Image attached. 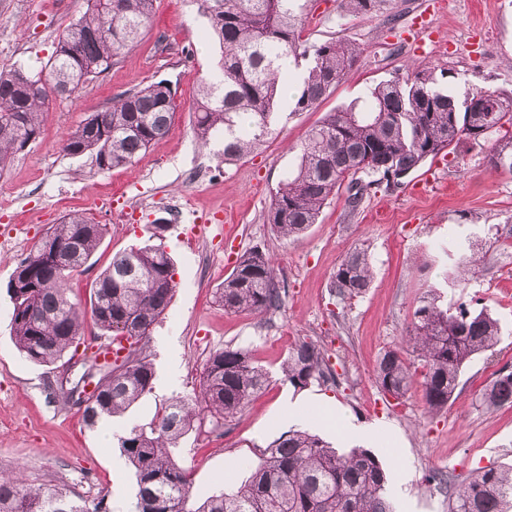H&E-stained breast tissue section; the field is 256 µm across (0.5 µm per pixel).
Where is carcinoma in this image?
Masks as SVG:
<instances>
[{
	"label": "carcinoma",
	"instance_id": "1",
	"mask_svg": "<svg viewBox=\"0 0 512 512\" xmlns=\"http://www.w3.org/2000/svg\"><path fill=\"white\" fill-rule=\"evenodd\" d=\"M154 0H88L87 11L59 34L53 54L38 71L14 66L0 70V168L41 134L43 113L56 99H72L80 88L110 71L123 51L134 48L150 19ZM208 20L207 38L219 45L217 69L203 77L194 107V134L203 147L224 141V161L239 160L272 134V123L290 71L282 61H309L296 84L294 112L315 108L341 83L361 50L346 39L309 44L302 39L307 13L299 0H197ZM390 0H340L349 13L372 16ZM175 112L168 80L123 93L105 110L66 132L60 148L87 152L101 170L131 164L164 137ZM501 134L491 164L512 172V94L472 88L458 95L432 75L382 81L356 103L328 112L299 147L296 172L272 197L266 221L278 236L298 235L316 223L329 199L344 189L357 208L367 190L391 187L398 174H412L460 139L478 144ZM367 180H362V177ZM106 225L68 214L17 262L6 290L12 304L17 347L28 360L51 367L75 356L85 340V317L121 352L98 372L96 395L84 405L72 401L50 380V397L82 412L93 428L118 417L153 389L155 369L142 343L167 310L177 282L162 244L134 245L112 257L89 289V310L71 301L70 273L99 247ZM69 249L65 266L53 250ZM442 288L466 287L478 264L473 245L457 239L442 249ZM372 268L362 249L338 264L331 288L340 302L361 296L371 285ZM226 313H274L284 297L273 259L260 250L240 255L215 289ZM406 342L414 360L390 350L380 358L376 382L384 395L401 400L415 374L425 369L423 398L429 412L448 407L463 367L501 339L497 319L461 305L438 303L437 290L419 300ZM282 372L295 388L334 379L326 353L312 341L296 344ZM269 382L248 350L226 346L210 354L190 398H176L158 412L149 428L133 426L117 436L120 455L135 477V512H394L387 474L370 450L340 452L304 430L282 433L260 450L249 476L233 490L190 504L191 473L178 458V440L194 428L201 412L230 425ZM487 410L512 407V368L503 367L481 394ZM428 480L448 486V512H512V464L479 467L466 479L433 473ZM0 512H112L107 495L87 501L55 484L30 485L19 471L0 472Z\"/></svg>",
	"mask_w": 512,
	"mask_h": 512
}]
</instances>
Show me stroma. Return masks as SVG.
Wrapping results in <instances>:
<instances>
[{
  "label": "stroma",
  "instance_id": "1",
  "mask_svg": "<svg viewBox=\"0 0 512 512\" xmlns=\"http://www.w3.org/2000/svg\"><path fill=\"white\" fill-rule=\"evenodd\" d=\"M87 8V0H0V69H40L61 31ZM306 10L309 42L342 37L362 55L316 108L296 112L283 97L282 119L250 156L228 163L222 142L198 146L193 100L219 48L203 37L208 23L196 0H154L138 47L76 101H54L40 137L0 169V471L18 469L29 484H65L88 499L104 493L112 512H132L135 478L113 435L149 426L171 398L192 395L209 355L227 345L250 351L271 382L230 427L215 428L205 412L179 439L196 500L238 486L260 448L282 432L303 428L338 448L359 445L326 419L329 408L354 424L380 426L379 437L360 445L385 464L397 512H448V489L430 483L431 473L464 477L512 463V407L489 411L479 404L495 372L512 365V175L491 167L489 146L460 140L429 179L414 173L398 188H371L354 210L339 192L316 224L290 239L274 235L265 221L309 129L325 113L365 98L370 86L428 69L459 91L512 93V0H390L373 16L343 11L338 0H308ZM162 78L176 91L170 131L132 165L103 171L92 154L60 150L63 133L114 96ZM72 212L107 227L93 265L70 275V298L79 304L115 253L147 241L157 216L169 219L164 244L177 288L144 347L155 367L153 389L108 430L87 427L77 409L50 400L46 367L18 352L12 332L8 279L44 232ZM189 224L204 225V234L183 236ZM459 237L470 238L481 262L464 292L442 288L441 301L477 303L504 335L464 368L446 409L428 413L417 383L400 405L388 404L376 383L377 362L402 342L418 299L440 286L436 257ZM358 247L368 254L374 279L343 305L330 291L332 275ZM255 248L274 258L284 305L264 316L225 313L213 292L237 257ZM303 339L320 342L337 384L300 391L284 379L282 364Z\"/></svg>",
  "mask_w": 512,
  "mask_h": 512
}]
</instances>
